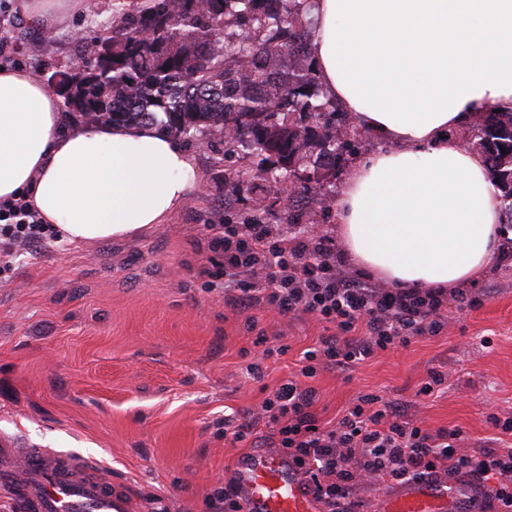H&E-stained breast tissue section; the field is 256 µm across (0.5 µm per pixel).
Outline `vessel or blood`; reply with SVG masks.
Segmentation results:
<instances>
[{"mask_svg": "<svg viewBox=\"0 0 512 512\" xmlns=\"http://www.w3.org/2000/svg\"><path fill=\"white\" fill-rule=\"evenodd\" d=\"M0 450L12 459L0 470V498L11 512H133V495L120 484L91 478L98 465L70 452L24 448L0 438ZM237 490L246 512H316L301 472L275 454H241L235 462ZM441 485H423L382 512H434L447 497Z\"/></svg>", "mask_w": 512, "mask_h": 512, "instance_id": "1", "label": "vessel or blood"}]
</instances>
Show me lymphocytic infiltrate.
<instances>
[{"mask_svg": "<svg viewBox=\"0 0 512 512\" xmlns=\"http://www.w3.org/2000/svg\"><path fill=\"white\" fill-rule=\"evenodd\" d=\"M49 225L24 199L0 201V268H10L20 245L42 243ZM211 251L224 254V297L240 308L263 303L284 314L303 311L334 324L303 354V376L318 367L348 371L354 364L410 338L443 329L445 299L461 291L391 289L342 275L331 264L329 241L312 227L291 224L271 235L267 225L210 224ZM314 389L286 380L266 398L260 417L275 447L306 477L322 512H361L360 486L389 480L438 483L496 478L477 512H512V448L467 450L461 430L429 432L404 420L397 407H374L362 397L337 423L319 425Z\"/></svg>", "mask_w": 512, "mask_h": 512, "instance_id": "lymphocytic-infiltrate-1", "label": "lymphocytic infiltrate"}]
</instances>
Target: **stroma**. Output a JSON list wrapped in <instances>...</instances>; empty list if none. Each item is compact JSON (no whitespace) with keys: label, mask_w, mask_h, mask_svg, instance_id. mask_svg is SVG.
Wrapping results in <instances>:
<instances>
[{"label":"stroma","mask_w":512,"mask_h":512,"mask_svg":"<svg viewBox=\"0 0 512 512\" xmlns=\"http://www.w3.org/2000/svg\"><path fill=\"white\" fill-rule=\"evenodd\" d=\"M111 20L82 8L45 38L15 14L17 53L48 79L79 55L80 31ZM186 148L201 180L168 223L87 245L59 238L23 249L0 272V435L95 458L103 476L133 493L134 512H214L210 493L233 476L241 453L258 447L252 434L225 440V423L251 421L291 378L315 390L322 425L369 395L404 405L421 428L461 430L471 449L512 447V434L492 423L512 417V224L482 276L465 284L467 304L447 309L440 334L307 378L304 351L335 326L261 304L243 313L225 301L212 280L224 255L209 252L205 227L239 223L252 196L225 183L206 146ZM259 336L284 352L256 378L247 367ZM435 372L445 378L442 392L419 395Z\"/></svg>","instance_id":"35a3bbf8"}]
</instances>
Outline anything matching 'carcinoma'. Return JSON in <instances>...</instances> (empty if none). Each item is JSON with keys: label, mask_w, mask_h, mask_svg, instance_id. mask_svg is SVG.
<instances>
[{"label": "carcinoma", "mask_w": 512, "mask_h": 512, "mask_svg": "<svg viewBox=\"0 0 512 512\" xmlns=\"http://www.w3.org/2000/svg\"><path fill=\"white\" fill-rule=\"evenodd\" d=\"M299 0H155L83 40L79 65L53 73L68 88L67 110L94 123H147L176 138L217 144L214 163L235 154L252 168L224 170L232 189L253 195L245 224L281 199L304 195L285 224L325 215L322 184L336 159L357 152L351 119L320 89L308 62L310 22ZM477 144L495 180L504 221L512 224V108L482 116ZM506 153H501L500 149Z\"/></svg>", "instance_id": "carcinoma-1"}]
</instances>
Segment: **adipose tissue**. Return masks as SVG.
Returning a JSON list of instances; mask_svg holds the SVG:
<instances>
[{"instance_id": "adipose-tissue-1", "label": "adipose tissue", "mask_w": 512, "mask_h": 512, "mask_svg": "<svg viewBox=\"0 0 512 512\" xmlns=\"http://www.w3.org/2000/svg\"><path fill=\"white\" fill-rule=\"evenodd\" d=\"M82 0H20L52 30ZM327 95L386 142L356 158L335 200L349 259L391 288L449 290L492 261L503 214L485 160L452 129L512 107V0H308ZM200 179L148 124L73 123L30 72L0 70V200L26 198L71 242L165 224Z\"/></svg>"}]
</instances>
